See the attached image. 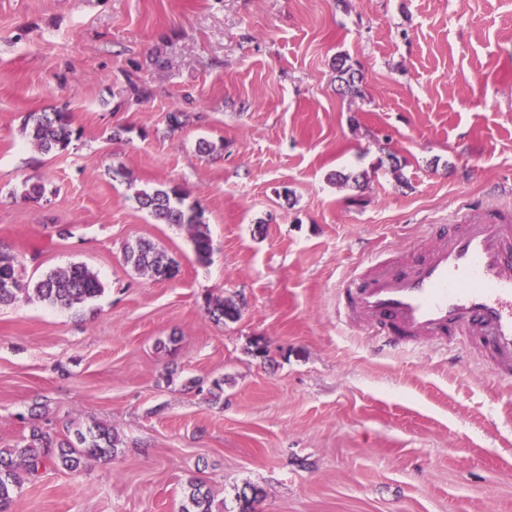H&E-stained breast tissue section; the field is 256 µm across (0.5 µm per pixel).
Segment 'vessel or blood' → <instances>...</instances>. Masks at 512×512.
<instances>
[{"mask_svg":"<svg viewBox=\"0 0 512 512\" xmlns=\"http://www.w3.org/2000/svg\"><path fill=\"white\" fill-rule=\"evenodd\" d=\"M354 320L391 347L425 339L467 337L504 375L512 373V208L466 214L424 255L405 265H379L343 284Z\"/></svg>","mask_w":512,"mask_h":512,"instance_id":"1","label":"vessel or blood"}]
</instances>
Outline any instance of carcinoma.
<instances>
[{
    "instance_id": "cac0c4a2",
    "label": "carcinoma",
    "mask_w": 512,
    "mask_h": 512,
    "mask_svg": "<svg viewBox=\"0 0 512 512\" xmlns=\"http://www.w3.org/2000/svg\"><path fill=\"white\" fill-rule=\"evenodd\" d=\"M336 70L347 91H355L362 79L359 71L346 64L344 58L336 59ZM25 130L34 147L45 153L67 148L73 136L70 118L65 112H32L25 122ZM135 200L156 223L188 227L197 261L202 264L210 261L212 244L208 224L203 220L202 212L183 206V198L177 190L141 191ZM124 261L133 270L154 278L162 277L173 264V259L149 239H139L127 245ZM20 266L16 253L0 247V305L14 303L23 294L33 295L52 306L72 309L90 302L103 291L98 275L83 264L52 270L33 283L22 282ZM207 312L215 322L239 315L233 302L221 299L209 301ZM119 445L120 440L104 423L86 428L78 425L73 436L65 438L32 427L29 435L15 446L0 448V512H6L11 506L21 487L22 475H36L48 464L76 471L88 459L105 461L112 458ZM183 512H224V502L215 501L203 482L192 481Z\"/></svg>"
}]
</instances>
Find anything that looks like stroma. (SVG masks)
<instances>
[{
	"label": "stroma",
	"instance_id": "35a3bbf8",
	"mask_svg": "<svg viewBox=\"0 0 512 512\" xmlns=\"http://www.w3.org/2000/svg\"><path fill=\"white\" fill-rule=\"evenodd\" d=\"M44 110L66 149L23 134ZM160 186L202 211L208 264L136 203ZM463 202L512 205V0H0V245L23 280L83 263L104 288L0 306V448L121 441L11 512H180L192 477L224 512L248 485L256 512H512V380L465 337L389 351L336 315L347 276ZM140 237L173 277L125 264ZM25 131L34 147L45 153L67 148L74 133L65 112H32L25 122Z\"/></svg>",
	"mask_w": 512,
	"mask_h": 512
}]
</instances>
